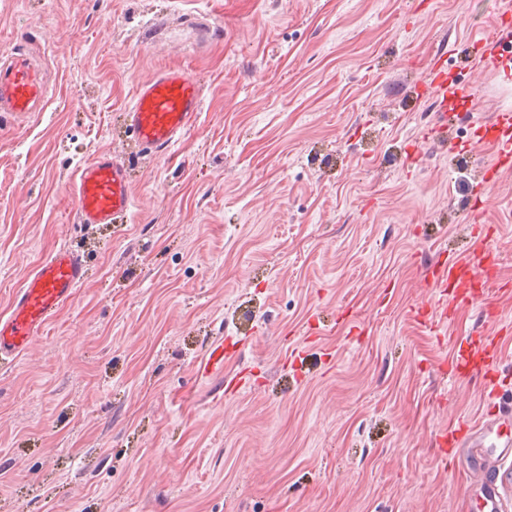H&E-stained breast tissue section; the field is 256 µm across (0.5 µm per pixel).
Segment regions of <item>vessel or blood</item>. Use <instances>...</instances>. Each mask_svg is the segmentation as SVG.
<instances>
[{
  "mask_svg": "<svg viewBox=\"0 0 512 512\" xmlns=\"http://www.w3.org/2000/svg\"><path fill=\"white\" fill-rule=\"evenodd\" d=\"M511 37L512 26L502 22L479 33L474 40L481 50L475 60L476 68L495 66L505 40ZM443 73V64H435L427 81L428 96L433 101L430 123L436 131L448 123V85ZM48 101L49 87L43 69L25 49L16 48L0 57V112H39ZM201 108L202 89L194 74L182 68H165L136 84L123 121L140 147L164 152L182 140ZM467 118L479 132L478 142L491 144L497 150L494 162L487 168L489 177L476 195L481 203L490 194L499 172L512 167V110H499L490 124L472 111ZM131 184L125 163L109 153H99L79 165L71 184L78 223L113 224L129 220L134 208ZM496 253L493 239L475 236L469 256L434 266L423 281L427 287L448 294L452 302L476 305L481 263ZM85 269L83 255L63 244L28 275L14 294L8 313L0 316V359L25 354L34 340L43 336L60 309L80 288ZM501 354V338L486 337L479 347L458 349L448 365V374L455 379L481 375L485 397H497ZM502 426L500 418L492 413L477 422L459 420L457 428L449 429L448 434L451 444L479 451L491 446L497 450V459L506 460L512 458V434L504 433ZM502 485L503 477L499 474L482 480L481 512H502Z\"/></svg>",
  "mask_w": 512,
  "mask_h": 512,
  "instance_id": "1",
  "label": "vessel or blood"
}]
</instances>
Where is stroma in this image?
Segmentation results:
<instances>
[{"instance_id": "35a3bbf8", "label": "stroma", "mask_w": 512, "mask_h": 512, "mask_svg": "<svg viewBox=\"0 0 512 512\" xmlns=\"http://www.w3.org/2000/svg\"><path fill=\"white\" fill-rule=\"evenodd\" d=\"M512 0H0V53L37 45L43 111L0 113V315L69 244L86 278L0 363V512H479L481 467L436 436L484 415L442 367L497 332L479 308L419 318L439 258L494 239L512 283V171L492 155L411 158L435 58L492 119L512 70L463 66ZM176 66L203 109L171 150L122 113ZM130 168L129 223L86 227L76 167ZM223 345L221 373L200 377Z\"/></svg>"}]
</instances>
